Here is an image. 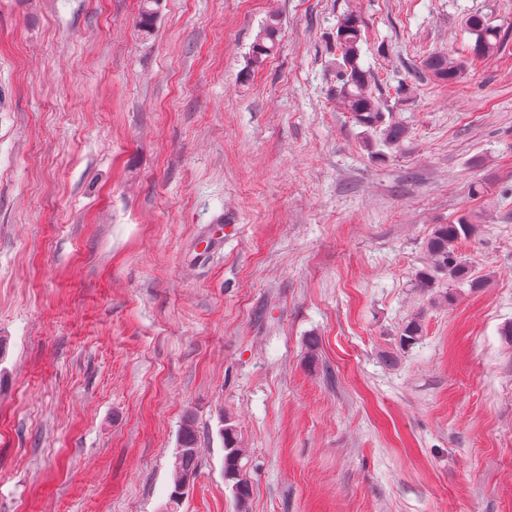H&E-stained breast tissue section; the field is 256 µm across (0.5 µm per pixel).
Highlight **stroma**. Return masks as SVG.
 I'll use <instances>...</instances> for the list:
<instances>
[{"instance_id": "stroma-1", "label": "stroma", "mask_w": 512, "mask_h": 512, "mask_svg": "<svg viewBox=\"0 0 512 512\" xmlns=\"http://www.w3.org/2000/svg\"><path fill=\"white\" fill-rule=\"evenodd\" d=\"M139 4L0 0V512H167L188 416L177 512H512V0H162L149 38ZM349 12L382 160L336 94ZM474 13L504 44L436 81ZM464 215L485 286L420 292ZM282 22L277 14H269L263 22L251 49V64L260 65L279 45ZM172 468L174 480L169 503L179 505L184 490L194 478L197 470V434L190 417H186L180 428L178 451ZM220 433L224 439V482L231 486L237 501L243 506L250 496V488L243 475L246 450L239 445L232 426H225Z\"/></svg>"}]
</instances>
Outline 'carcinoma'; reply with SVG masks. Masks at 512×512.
<instances>
[{"label": "carcinoma", "instance_id": "carcinoma-1", "mask_svg": "<svg viewBox=\"0 0 512 512\" xmlns=\"http://www.w3.org/2000/svg\"><path fill=\"white\" fill-rule=\"evenodd\" d=\"M159 2L141 0L139 27L145 36L153 32ZM281 29L279 15L270 14L266 17L252 45V65L261 64L277 50ZM466 29L474 37V41L467 45L466 53L460 54L457 59L446 53H436L425 60L424 67L436 80L448 84L457 82L466 65L472 66L484 60L502 44L501 29L492 25L481 13H474L467 18ZM362 42L360 17L354 13L343 15L336 28V73L340 82L337 94L357 124L378 133L381 146L395 149L405 139L406 129L386 118L384 104L371 92L372 74L360 63ZM477 230L478 226L465 217L455 224L436 225L425 243L428 263L417 275V287L430 291L443 277L471 288L482 287V281L473 276L472 269L458 249L459 243L474 235ZM421 332L420 320L411 319L402 329V343H415ZM221 436L224 439V482L231 486L237 501L243 505L250 496V488L243 475L246 450L239 445L232 427L222 428ZM172 468L174 480L169 503L177 505L197 470V434L189 417L180 428L178 451Z\"/></svg>", "mask_w": 512, "mask_h": 512}]
</instances>
